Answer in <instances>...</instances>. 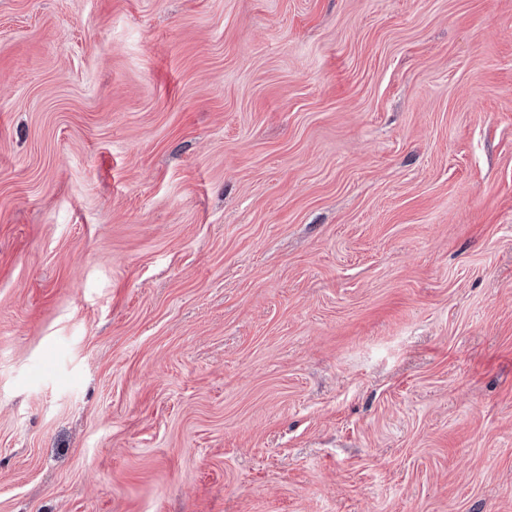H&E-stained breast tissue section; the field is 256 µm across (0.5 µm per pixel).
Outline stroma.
Returning a JSON list of instances; mask_svg holds the SVG:
<instances>
[{"instance_id":"stroma-1","label":"stroma","mask_w":512,"mask_h":512,"mask_svg":"<svg viewBox=\"0 0 512 512\" xmlns=\"http://www.w3.org/2000/svg\"><path fill=\"white\" fill-rule=\"evenodd\" d=\"M0 512H512V0H0Z\"/></svg>"}]
</instances>
